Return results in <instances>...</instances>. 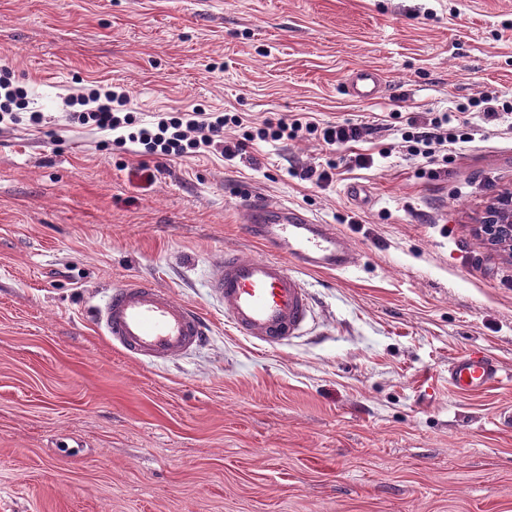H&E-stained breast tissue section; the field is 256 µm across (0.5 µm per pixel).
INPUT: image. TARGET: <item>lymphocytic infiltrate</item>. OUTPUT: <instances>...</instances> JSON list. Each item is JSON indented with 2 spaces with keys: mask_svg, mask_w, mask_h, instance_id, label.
I'll return each instance as SVG.
<instances>
[{
  "mask_svg": "<svg viewBox=\"0 0 512 512\" xmlns=\"http://www.w3.org/2000/svg\"><path fill=\"white\" fill-rule=\"evenodd\" d=\"M68 119L79 125H93L111 134L112 144H140L151 154L178 158L220 152L226 160L243 157L255 141L295 140L313 137L329 145L343 146L359 141L367 133L366 125L343 121L320 126L312 121L278 117L261 125H248L236 112H161L153 120L143 121L128 112L129 96L118 87L94 88L75 100ZM447 112H429L407 118L400 130L401 146L408 155L426 163L447 165L449 146L468 142V132L454 124Z\"/></svg>",
  "mask_w": 512,
  "mask_h": 512,
  "instance_id": "f902f5d3",
  "label": "lymphocytic infiltrate"
}]
</instances>
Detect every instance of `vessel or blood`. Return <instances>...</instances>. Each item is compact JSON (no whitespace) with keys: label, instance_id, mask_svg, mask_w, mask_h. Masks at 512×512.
<instances>
[{"label":"vessel or blood","instance_id":"1","mask_svg":"<svg viewBox=\"0 0 512 512\" xmlns=\"http://www.w3.org/2000/svg\"><path fill=\"white\" fill-rule=\"evenodd\" d=\"M384 90L381 74L369 67L354 69L343 87L344 95L356 101L380 99ZM248 212L247 231L265 247V255L219 254L208 288L238 335L272 348L303 333L312 318L313 297L303 272L344 274L358 259L334 225L304 211L262 198ZM91 311L111 343L142 363L186 357L209 336L206 321L192 305L176 301L148 277L125 279ZM501 378L495 357L481 348L448 364V383L462 393L487 390Z\"/></svg>","mask_w":512,"mask_h":512}]
</instances>
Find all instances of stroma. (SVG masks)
Instances as JSON below:
<instances>
[{"label":"stroma","instance_id":"35a3bbf8","mask_svg":"<svg viewBox=\"0 0 512 512\" xmlns=\"http://www.w3.org/2000/svg\"><path fill=\"white\" fill-rule=\"evenodd\" d=\"M1 65L45 121L0 126V512H512L497 421L512 260L475 233L512 188V128L468 107L512 102V0H0ZM364 66L378 101L341 91ZM97 82L124 85L135 112L375 129L349 149L169 161L67 122V97ZM459 110L472 140L423 174L398 127ZM328 158V184L300 178ZM258 196L337 225L361 257L305 273L313 318L270 349L206 288L220 251L262 255L245 223ZM142 274L209 320L202 351L144 366L92 324L90 305ZM474 346L507 379L461 394L448 364Z\"/></svg>","mask_w":512,"mask_h":512}]
</instances>
